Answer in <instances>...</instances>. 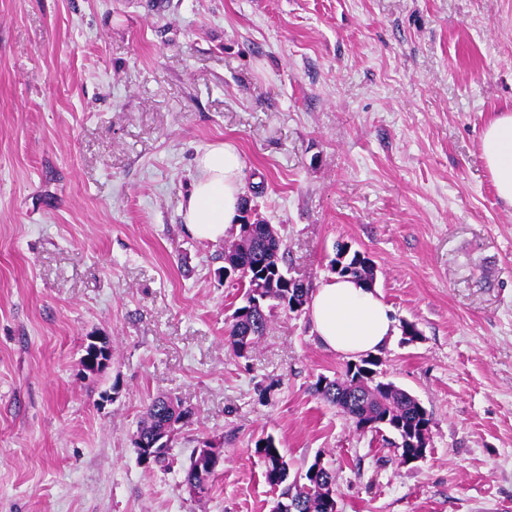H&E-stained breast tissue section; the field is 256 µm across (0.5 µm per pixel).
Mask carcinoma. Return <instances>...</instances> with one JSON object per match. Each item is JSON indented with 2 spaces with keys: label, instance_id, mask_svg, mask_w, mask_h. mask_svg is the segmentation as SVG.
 <instances>
[{
  "label": "carcinoma",
  "instance_id": "1",
  "mask_svg": "<svg viewBox=\"0 0 512 512\" xmlns=\"http://www.w3.org/2000/svg\"><path fill=\"white\" fill-rule=\"evenodd\" d=\"M239 243L224 247V267L237 271L238 285L243 288L242 303L232 314L225 338L228 349L237 358H246L264 336L276 308L288 310L292 302L306 305L310 288L288 287V271L283 267V239L271 224L249 222L241 215ZM334 265L341 266L340 275H349L367 283L374 280L373 261L358 250L346 246L338 248ZM380 360L368 357L347 365L344 373L333 379H318L314 392L324 402L340 409L352 420L355 429L364 431L362 424H370L369 431L387 430L399 443L396 451L401 463L418 452L412 444L430 431L432 416L420 402L404 389L380 377ZM189 411L172 407L171 397L158 396L146 406L144 418L136 437L150 443L168 422L179 423ZM254 453L264 465V479L278 491L273 512H280L283 502L295 504L293 512H326L325 498L335 486V474L317 457L308 466L299 481H289V463L274 437L268 435L255 442ZM212 473L198 469L192 460L185 470L184 480L208 485Z\"/></svg>",
  "mask_w": 512,
  "mask_h": 512
}]
</instances>
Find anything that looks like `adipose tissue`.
I'll return each instance as SVG.
<instances>
[{"label":"adipose tissue","mask_w":512,"mask_h":512,"mask_svg":"<svg viewBox=\"0 0 512 512\" xmlns=\"http://www.w3.org/2000/svg\"><path fill=\"white\" fill-rule=\"evenodd\" d=\"M480 144L498 197L512 204V111L498 113L487 123ZM195 170L181 205L182 219L195 238L221 241L239 221L242 158L234 144L221 142L196 156ZM308 316L323 347L352 359L385 348L395 331L381 294L348 277H332L312 290Z\"/></svg>","instance_id":"1"}]
</instances>
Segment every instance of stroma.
Returning <instances> with one entry per match:
<instances>
[{"mask_svg": "<svg viewBox=\"0 0 512 512\" xmlns=\"http://www.w3.org/2000/svg\"><path fill=\"white\" fill-rule=\"evenodd\" d=\"M506 110L512 0H0V512H272L267 435L291 474L323 456L337 512H512V205L479 151ZM220 141L292 276L333 277L348 244L418 328L379 369L432 415L424 461L315 395L348 360L306 312L227 348L238 231L180 216ZM92 335L112 359L85 376ZM161 394L192 416L148 467L132 439Z\"/></svg>", "mask_w": 512, "mask_h": 512, "instance_id": "1", "label": "stroma"}]
</instances>
